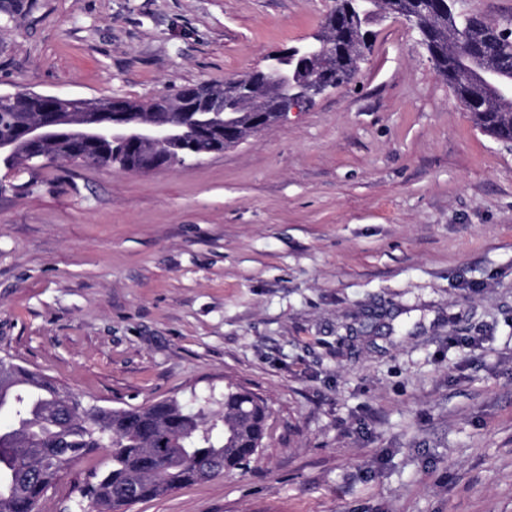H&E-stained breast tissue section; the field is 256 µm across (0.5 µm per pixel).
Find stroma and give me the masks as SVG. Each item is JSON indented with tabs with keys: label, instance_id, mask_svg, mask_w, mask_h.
<instances>
[{
	"label": "stroma",
	"instance_id": "stroma-1",
	"mask_svg": "<svg viewBox=\"0 0 512 512\" xmlns=\"http://www.w3.org/2000/svg\"><path fill=\"white\" fill-rule=\"evenodd\" d=\"M333 0H0V94L146 100L262 66ZM352 82L149 173L0 167V358L85 400L270 416L244 471L127 512H512V144L417 32ZM73 462L40 512H83Z\"/></svg>",
	"mask_w": 512,
	"mask_h": 512
}]
</instances>
